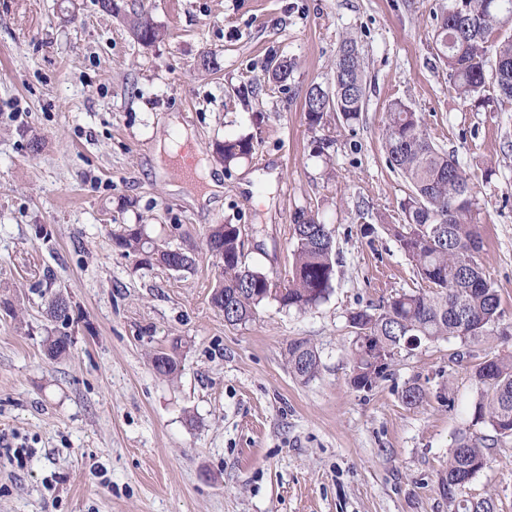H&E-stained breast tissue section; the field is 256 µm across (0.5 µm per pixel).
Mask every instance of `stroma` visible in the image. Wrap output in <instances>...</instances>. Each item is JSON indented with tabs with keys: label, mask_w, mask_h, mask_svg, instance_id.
<instances>
[{
	"label": "stroma",
	"mask_w": 512,
	"mask_h": 512,
	"mask_svg": "<svg viewBox=\"0 0 512 512\" xmlns=\"http://www.w3.org/2000/svg\"><path fill=\"white\" fill-rule=\"evenodd\" d=\"M439 2L114 0L108 13L0 0V512H449L438 477L463 434L489 449L462 497L512 512V437L472 421L488 345L425 342L372 389L350 384V312L422 286L387 230L408 193L382 147L396 99L475 186L497 345L512 349V103L457 98L432 49ZM139 15L163 39L139 42ZM349 37L367 78L360 122L309 126L305 92L330 83ZM285 57L288 80L268 81ZM174 116L191 130L182 155L222 171L213 207L190 203L179 166L155 173ZM243 135L252 156L224 165L217 150ZM300 211L334 230L327 300L225 323L206 230L240 225L246 264L284 281ZM120 224L194 247V269L138 266L112 242ZM58 294L71 346L52 360ZM295 339L320 358L306 383L288 367ZM171 350L167 378L152 359ZM414 383L425 395L409 406Z\"/></svg>",
	"instance_id": "obj_1"
}]
</instances>
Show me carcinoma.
<instances>
[{
    "label": "carcinoma",
    "mask_w": 512,
    "mask_h": 512,
    "mask_svg": "<svg viewBox=\"0 0 512 512\" xmlns=\"http://www.w3.org/2000/svg\"><path fill=\"white\" fill-rule=\"evenodd\" d=\"M512 0H446L435 17L433 45L437 57L448 68L460 99L492 98L512 102ZM136 38L153 42L160 32L146 18L131 21ZM355 41L341 45L333 64L332 99L321 94V83L311 84L305 94L304 112L310 125H318L329 112L344 128H353L363 112L367 81L360 56L353 54ZM493 56L492 78L486 63ZM389 168L408 184L409 193L401 204L403 223L389 224L387 230L416 269L425 287L397 293L376 308L353 311L351 326L368 339V345L354 340L352 386L368 389L387 378L376 360L405 345L423 340L458 339L464 343H489L498 335L501 302L487 279L478 256L482 245L479 225L473 223L477 207L472 183L456 160L438 148L421 117L404 101L395 99L387 108L382 133ZM255 149L253 137L241 136L224 142L221 155L231 163ZM124 225L112 232L113 243L126 255L146 243ZM292 268L288 280L280 282L269 274L246 265L240 249L237 224H215L203 246L224 247V267L211 294V303L224 314V322L237 325L249 321L268 300L288 310L306 311L324 302L335 279L333 235L329 225L317 216L301 212L294 218ZM47 315L62 328L70 324L69 305L61 296L53 297ZM70 346L68 334L49 336L44 341L46 356L64 355ZM288 364L300 380L307 382L319 369V357L306 340L288 345ZM161 375L177 371L175 353L161 351L153 358ZM472 376L477 388L473 422L496 434L512 436V352H491L475 366ZM485 449L466 437L450 449L448 464L438 485H456L475 476L486 464ZM451 512H495L492 499L472 501L453 496Z\"/></svg>",
    "instance_id": "cac0c4a2"
}]
</instances>
